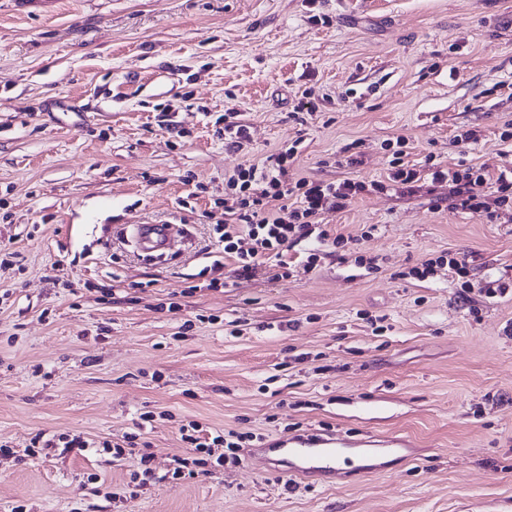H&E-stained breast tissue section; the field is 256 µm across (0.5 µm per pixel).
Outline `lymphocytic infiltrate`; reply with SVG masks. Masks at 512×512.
Returning a JSON list of instances; mask_svg holds the SVG:
<instances>
[{
	"label": "lymphocytic infiltrate",
	"mask_w": 512,
	"mask_h": 512,
	"mask_svg": "<svg viewBox=\"0 0 512 512\" xmlns=\"http://www.w3.org/2000/svg\"><path fill=\"white\" fill-rule=\"evenodd\" d=\"M393 150L385 179L364 183L349 177L324 183L288 176V162L296 149L288 147L266 156L262 166L238 169L224 186V252L234 256V278L247 280L258 265L273 261V279L290 275L288 253L302 240L311 238L302 262L304 271L313 270L321 248L347 244L343 235H330L324 228L325 215L344 211L364 192H390L400 197L432 194L435 203H447L450 210L493 219L494 206L512 203V161L490 174L485 168L468 166L452 170L425 159L423 164L405 161L404 137L392 139ZM447 187V196L437 195L438 187ZM194 458L174 460L173 478L203 474L208 463H240L241 442L225 441L223 436L203 433L185 437Z\"/></svg>",
	"instance_id": "f902f5d3"
}]
</instances>
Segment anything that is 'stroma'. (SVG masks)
I'll return each mask as SVG.
<instances>
[{
	"instance_id": "1",
	"label": "stroma",
	"mask_w": 512,
	"mask_h": 512,
	"mask_svg": "<svg viewBox=\"0 0 512 512\" xmlns=\"http://www.w3.org/2000/svg\"><path fill=\"white\" fill-rule=\"evenodd\" d=\"M315 12L327 24L304 0H0V512H512V204L487 224L372 192L325 217L344 259L209 287L234 266L225 177L293 140L288 175L313 181L384 179L399 135L417 161H505L512 0ZM308 89L312 116L294 111ZM227 112L250 127L237 150L216 133ZM471 128L479 143L456 146ZM352 144L364 163L347 168ZM138 224L191 240L150 257L117 234ZM440 256L470 260L467 286L445 265L409 278ZM192 422L249 448L318 432L416 453L382 450L384 471L343 483L287 488L245 464L175 480ZM39 433L93 446L26 455ZM134 433L135 455L101 448Z\"/></svg>"
}]
</instances>
